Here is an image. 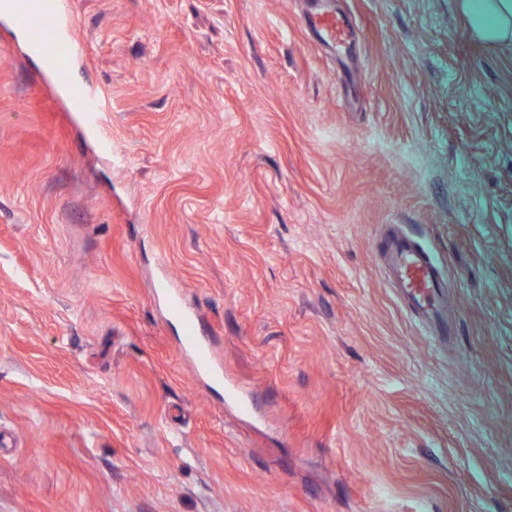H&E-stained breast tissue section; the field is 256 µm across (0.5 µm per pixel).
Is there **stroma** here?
<instances>
[{"instance_id": "stroma-1", "label": "stroma", "mask_w": 512, "mask_h": 512, "mask_svg": "<svg viewBox=\"0 0 512 512\" xmlns=\"http://www.w3.org/2000/svg\"><path fill=\"white\" fill-rule=\"evenodd\" d=\"M328 7L346 53L316 0H71L108 156L0 16V512H512V42ZM316 33L324 40L332 42L336 48H343L348 39V29L345 22L332 11H322L306 18ZM391 269L419 323L434 327L440 334L449 333L442 304L443 279L427 253L411 241L399 240L392 249ZM168 302L173 313L181 321L183 327L181 348L192 358L194 370L219 378L221 373L214 367L209 339L203 336L198 328L197 313L183 306L174 294L168 297Z\"/></svg>"}]
</instances>
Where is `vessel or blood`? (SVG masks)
<instances>
[{
	"label": "vessel or blood",
	"mask_w": 512,
	"mask_h": 512,
	"mask_svg": "<svg viewBox=\"0 0 512 512\" xmlns=\"http://www.w3.org/2000/svg\"><path fill=\"white\" fill-rule=\"evenodd\" d=\"M7 19L21 35L26 48L47 64L48 77L55 84L69 86L70 101L90 130L102 125L101 98L91 87H70V62L77 52L74 19L68 0H10ZM307 23L324 40L344 47L348 39L345 22L332 11L308 16ZM391 269L410 309L420 324L445 334L450 330L442 304L443 279L427 253L408 240L397 241L392 249ZM169 305L183 327L181 348L193 360L195 371L214 373L210 342L200 332L194 310L183 306L176 296Z\"/></svg>",
	"instance_id": "1"
}]
</instances>
